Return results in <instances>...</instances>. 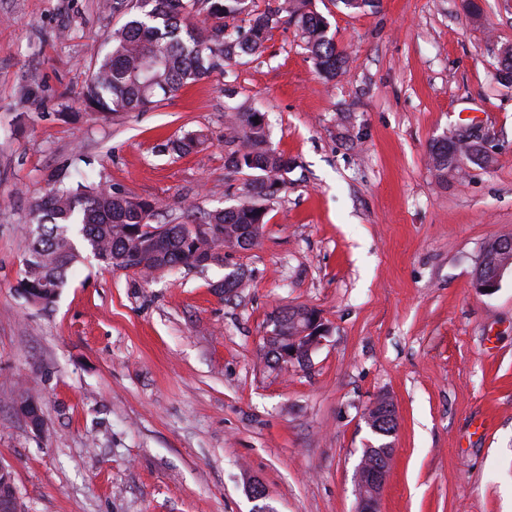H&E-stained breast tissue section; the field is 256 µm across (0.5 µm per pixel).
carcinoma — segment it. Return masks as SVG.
Masks as SVG:
<instances>
[{"label": "carcinoma", "mask_w": 512, "mask_h": 512, "mask_svg": "<svg viewBox=\"0 0 512 512\" xmlns=\"http://www.w3.org/2000/svg\"><path fill=\"white\" fill-rule=\"evenodd\" d=\"M247 0H105L103 8L124 24L107 39V50L95 63L83 98L89 115L105 120L116 112H142L189 83L244 56L262 51L272 29L283 23L296 28L315 64L332 81L346 72L347 53L328 34V21L313 0H278L262 12L248 13V26L229 28L226 19L245 12ZM230 146L224 167L247 176V200L233 211L215 210L201 220L153 224L158 202L130 196L92 181L76 186L53 179L56 186L33 202L30 223L40 226L30 250L40 261L25 273L27 297L45 307L55 303L74 267L85 254L113 269L154 275L177 266L224 261L221 251L241 248L244 231L254 228V247L267 223L265 203L277 194L267 182L284 179L289 162L271 145L265 120L242 106L232 108ZM202 140L195 135L173 139L165 148L185 155ZM429 163L448 180V147L432 144Z\"/></svg>", "instance_id": "cac0c4a2"}]
</instances>
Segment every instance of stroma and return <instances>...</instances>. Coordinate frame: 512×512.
<instances>
[{
    "label": "stroma",
    "instance_id": "stroma-1",
    "mask_svg": "<svg viewBox=\"0 0 512 512\" xmlns=\"http://www.w3.org/2000/svg\"><path fill=\"white\" fill-rule=\"evenodd\" d=\"M315 0L347 51L326 81L295 27L142 112L89 122L82 90L120 18L101 0H0V463L18 512H356L354 472L396 409L378 512H512V279L472 286L512 237V0ZM265 115L292 160L258 246L144 279L95 259L50 308L19 291L29 212L71 165L186 221L243 201L224 168L231 107ZM478 131L491 155L439 180L436 141ZM197 133L194 153L169 139ZM244 272L233 297L215 292ZM329 328L310 362L266 358L273 311ZM35 398L43 425L18 410ZM510 240L495 239L490 241L483 252L482 260L473 279V288L484 295H490L497 291L506 274L512 277V258L508 255L512 252ZM486 287L493 291L486 292ZM388 409L391 411V416H388L387 418H384V410ZM367 425L375 432L384 434L387 436H392L397 428V416L394 409L393 404L390 402L389 399L383 397L380 398L368 411V413L365 415L364 418ZM389 421L388 424H385L384 422ZM395 424V429H390L389 431H385L381 428H388L390 425Z\"/></svg>",
    "mask_w": 512,
    "mask_h": 512
}]
</instances>
